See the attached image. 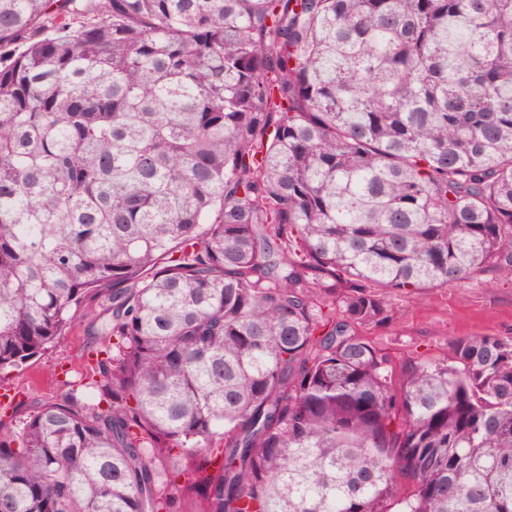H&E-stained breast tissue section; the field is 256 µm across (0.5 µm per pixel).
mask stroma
I'll list each match as a JSON object with an SVG mask.
<instances>
[{
  "label": "stroma",
  "instance_id": "obj_1",
  "mask_svg": "<svg viewBox=\"0 0 512 512\" xmlns=\"http://www.w3.org/2000/svg\"><path fill=\"white\" fill-rule=\"evenodd\" d=\"M394 320L370 330L381 348L396 357H444L448 344L460 336L493 334L512 336V282L488 274L448 288H427L405 296H389ZM89 338L77 325L62 336L49 354L20 370L0 374V386L18 392L21 399L51 398L59 380L56 366H71Z\"/></svg>",
  "mask_w": 512,
  "mask_h": 512
}]
</instances>
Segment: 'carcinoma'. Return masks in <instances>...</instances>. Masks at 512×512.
Instances as JSON below:
<instances>
[{
	"mask_svg": "<svg viewBox=\"0 0 512 512\" xmlns=\"http://www.w3.org/2000/svg\"><path fill=\"white\" fill-rule=\"evenodd\" d=\"M489 273L512 0H0V512H512V336L361 333ZM88 341L84 327L75 325L59 339L56 347L49 354L30 361L22 370L4 372L1 376L0 394L6 387L12 392L20 393L16 402L19 399L27 401L28 398L39 401L48 400L55 395L59 380L65 378L64 375L56 378L53 369L59 365L57 370L60 371L61 364L69 368L72 364L78 363V356Z\"/></svg>",
	"mask_w": 512,
	"mask_h": 512,
	"instance_id": "carcinoma-1",
	"label": "carcinoma"
}]
</instances>
